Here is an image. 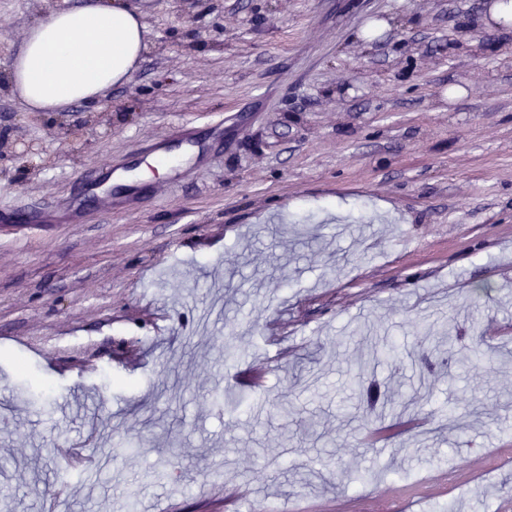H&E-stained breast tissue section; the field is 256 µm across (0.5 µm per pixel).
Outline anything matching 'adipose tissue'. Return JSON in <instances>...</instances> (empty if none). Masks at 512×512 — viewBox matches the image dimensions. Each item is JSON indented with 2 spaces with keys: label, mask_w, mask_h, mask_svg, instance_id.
<instances>
[{
  "label": "adipose tissue",
  "mask_w": 512,
  "mask_h": 512,
  "mask_svg": "<svg viewBox=\"0 0 512 512\" xmlns=\"http://www.w3.org/2000/svg\"><path fill=\"white\" fill-rule=\"evenodd\" d=\"M145 27L124 0H90L31 26L11 68L31 112H60L130 79L143 54Z\"/></svg>",
  "instance_id": "obj_1"
}]
</instances>
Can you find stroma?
I'll return each mask as SVG.
<instances>
[{
    "instance_id": "35a3bbf8",
    "label": "stroma",
    "mask_w": 512,
    "mask_h": 512,
    "mask_svg": "<svg viewBox=\"0 0 512 512\" xmlns=\"http://www.w3.org/2000/svg\"><path fill=\"white\" fill-rule=\"evenodd\" d=\"M0 0V512H512V24L494 0H128L129 81L8 82ZM224 147L126 208L59 212L178 126ZM462 375L417 359L440 335ZM396 339L399 371L375 364ZM422 407L367 414L356 374ZM55 386L41 406L27 387ZM288 397L291 415L276 402ZM94 435L72 479L57 450ZM121 168H124V166L99 169L93 177L81 183L80 190L65 205L60 216L43 209H28L21 217L22 224H46L56 218L70 223L79 222L85 207L96 201L107 187L112 186L111 182L114 174L116 170Z\"/></svg>"
}]
</instances>
